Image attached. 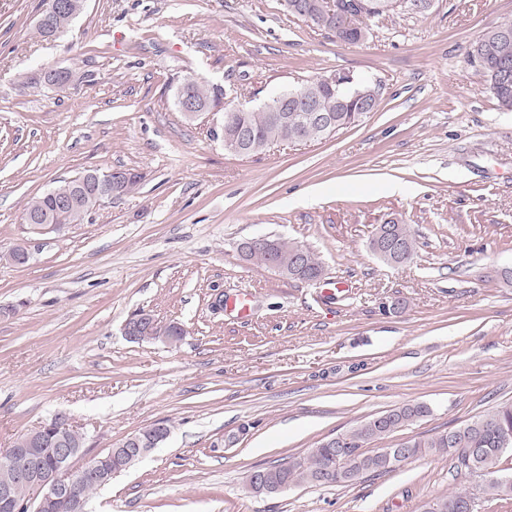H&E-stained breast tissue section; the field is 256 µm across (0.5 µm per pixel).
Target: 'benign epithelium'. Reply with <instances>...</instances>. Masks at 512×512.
I'll list each match as a JSON object with an SVG mask.
<instances>
[{"mask_svg":"<svg viewBox=\"0 0 512 512\" xmlns=\"http://www.w3.org/2000/svg\"><path fill=\"white\" fill-rule=\"evenodd\" d=\"M155 325L151 314L141 312L134 321H126L123 330L132 340L137 338L138 330ZM74 433L70 418L60 413L24 433L0 455L5 462L23 461L10 479L0 483V512H58L62 505L69 512H84L85 501L76 495L79 484L108 481V460L128 459L133 464L166 437L164 426L152 424L126 437L107 453L90 456L81 443L72 440ZM46 445L54 459L51 466L42 463L41 447Z\"/></svg>","mask_w":512,"mask_h":512,"instance_id":"benign-epithelium-1","label":"benign epithelium"}]
</instances>
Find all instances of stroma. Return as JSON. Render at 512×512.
<instances>
[{
    "label": "stroma",
    "instance_id": "35a3bbf8",
    "mask_svg": "<svg viewBox=\"0 0 512 512\" xmlns=\"http://www.w3.org/2000/svg\"><path fill=\"white\" fill-rule=\"evenodd\" d=\"M41 11L0 0V252L23 241L32 254L0 262V452L60 412L93 454L167 423L87 512H423L463 486L476 512H512L445 454L347 487H246L256 468L404 404L431 412L400 440L512 402V112L466 61L512 21V0H434L356 45L283 0H88L55 39L37 33ZM58 68L71 82L46 84ZM337 71L377 87L375 111L252 158L175 106L187 76L255 109ZM118 168L142 173L139 190L62 232L23 235L32 197ZM393 216L417 239L401 265L369 246ZM271 235L314 249L321 279L242 257L241 242ZM339 278L351 293L322 297ZM244 292L246 322L226 305ZM142 309L181 323V344L128 340Z\"/></svg>",
    "mask_w": 512,
    "mask_h": 512
}]
</instances>
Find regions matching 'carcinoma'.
Masks as SVG:
<instances>
[{
    "mask_svg": "<svg viewBox=\"0 0 512 512\" xmlns=\"http://www.w3.org/2000/svg\"><path fill=\"white\" fill-rule=\"evenodd\" d=\"M300 2L303 9L300 19L326 31L339 43L358 44L369 33L370 23L390 14H404L403 7H394V0H362L357 4L353 0H336V5L350 13L347 24H342L336 14L321 5V0H286L292 6ZM74 21L66 14L51 15L37 26V32L52 37L64 32ZM467 62L476 68L483 77L486 88L491 92L498 107L504 112H512V81L502 85L497 67L509 62L512 64V36L501 38L483 34L471 44L466 54ZM366 86L355 85L340 95L336 88L315 80H307L295 90L282 92L284 96L301 95L306 91L318 96L319 105L324 112L333 114L336 130L356 125L366 116L363 112V100L356 97V91ZM190 97L206 109H219L224 112L226 122L224 131V149L232 154L234 136L239 130L249 135L247 156L253 157L265 152L271 145L280 142L307 143L326 137V131L299 120L302 113H296L298 120L284 122L275 112L245 111L224 106V89L218 85H209L195 81L190 87ZM99 186L94 180L79 182V177L62 180L47 192L28 201L22 219L34 224H58L66 227L80 224L98 203L96 192ZM68 200V206L60 208L57 201ZM391 235L397 249L383 246L380 233L384 225L376 227L370 240V249L383 252L381 261L403 264L415 253L416 241L406 224L391 225ZM244 254L246 259L258 265L269 267L276 263L275 270L292 279L302 281L314 278L322 273L323 266L318 257L309 248L281 237L264 238L248 244ZM430 409L423 403L405 404L387 412V419L373 417L356 427L336 435V442L326 439L303 455L289 458L288 461L262 467L258 472L264 474L266 482L284 492L288 488L307 484L314 486L350 485L363 476L371 474L381 476L394 471L381 448H368V445L383 441L398 429L427 416ZM504 431L512 432V404H502L471 422H466L435 436H418L402 440L397 446L405 449L406 460H413L431 454H444L450 448H480L482 458L490 459L494 468L501 460L499 435ZM483 492L492 499L507 500L512 497V481L505 482L502 477L492 475L483 486Z\"/></svg>",
    "mask_w": 512,
    "mask_h": 512,
    "instance_id": "cac0c4a2",
    "label": "carcinoma"
}]
</instances>
